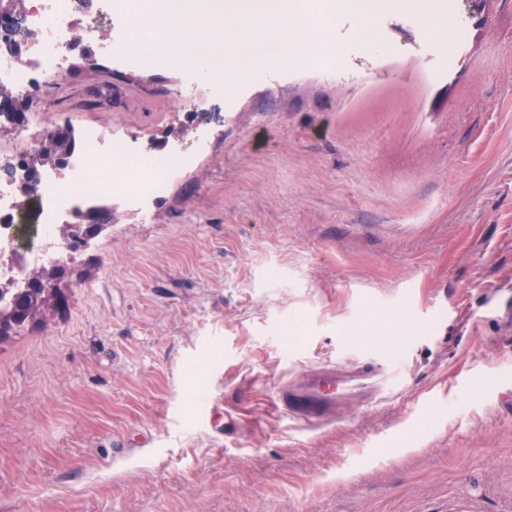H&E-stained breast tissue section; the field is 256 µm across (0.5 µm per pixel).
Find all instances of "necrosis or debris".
I'll use <instances>...</instances> for the list:
<instances>
[{
  "label": "necrosis or debris",
  "mask_w": 512,
  "mask_h": 512,
  "mask_svg": "<svg viewBox=\"0 0 512 512\" xmlns=\"http://www.w3.org/2000/svg\"><path fill=\"white\" fill-rule=\"evenodd\" d=\"M132 8V0H25L20 32L0 29V85L9 86L14 99L22 103L36 91L52 97L82 41L112 46L113 32H128ZM38 133L35 122H28L13 148L0 149V282L20 285L28 267L68 263L73 250L57 237L60 221L87 215L99 202L112 199L145 213L166 190L165 181L157 178L130 186L116 176V169L153 159L168 169L185 167L205 153L211 141L210 131L204 129L192 152L176 146L158 152L126 136L90 127L83 130L78 149L61 167L39 176L24 194L20 186ZM30 195L40 202L42 220L35 243L27 245L21 240L19 222Z\"/></svg>",
  "instance_id": "4bbe7bcc"
}]
</instances>
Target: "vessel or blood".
<instances>
[{
	"label": "vessel or blood",
	"mask_w": 512,
	"mask_h": 512,
	"mask_svg": "<svg viewBox=\"0 0 512 512\" xmlns=\"http://www.w3.org/2000/svg\"><path fill=\"white\" fill-rule=\"evenodd\" d=\"M401 358L375 357L361 362L349 358L311 368L281 383L276 399L289 415L311 425L334 415L337 402L357 398L371 405L404 385Z\"/></svg>",
	"instance_id": "vessel-or-blood-1"
}]
</instances>
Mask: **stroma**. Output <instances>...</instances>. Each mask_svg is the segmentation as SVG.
Returning <instances> with one entry per match:
<instances>
[{
	"instance_id": "35a3bbf8",
	"label": "stroma",
	"mask_w": 512,
	"mask_h": 512,
	"mask_svg": "<svg viewBox=\"0 0 512 512\" xmlns=\"http://www.w3.org/2000/svg\"><path fill=\"white\" fill-rule=\"evenodd\" d=\"M426 2L452 50L375 0L377 41L336 17L327 69L231 99L102 49L34 99L46 129L216 137L0 342V512H512V0ZM358 351L406 359L399 397L278 411L284 379Z\"/></svg>"
}]
</instances>
